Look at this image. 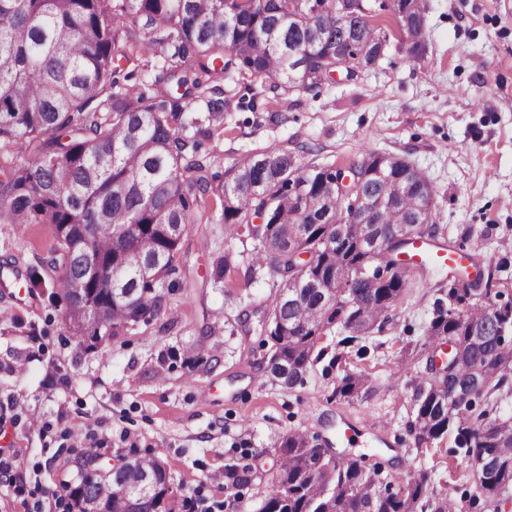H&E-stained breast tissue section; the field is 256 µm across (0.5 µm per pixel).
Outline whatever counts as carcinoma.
I'll use <instances>...</instances> for the list:
<instances>
[{
	"label": "carcinoma",
	"mask_w": 512,
	"mask_h": 512,
	"mask_svg": "<svg viewBox=\"0 0 512 512\" xmlns=\"http://www.w3.org/2000/svg\"><path fill=\"white\" fill-rule=\"evenodd\" d=\"M351 17L336 25V0H0V141L24 140L31 158L0 165V224L53 226L57 247L48 265L58 271L52 297L65 302L70 335L90 347L107 334L158 316L165 291L186 287L179 272L181 241L193 224H210L211 203L221 201L225 232L242 224L254 242L252 262L302 287L277 289L259 321L269 337L271 376L293 387L328 355L326 333L342 335L330 364L342 368L336 395L357 399L372 392L370 374L349 368L362 356V341L381 327L403 298L406 275L391 270L393 256L410 241L430 242L435 224H413L429 196L425 175L404 159L389 170L408 189L373 214L360 232L350 228L352 203L383 187L380 153L369 151L351 168L302 164L291 152L271 149L235 163L224 182L190 155L199 138L224 126L229 100L214 84L233 74L259 82L248 102L295 88L313 91L338 72L355 78L377 60L361 59L387 34L368 21L360 0H349ZM168 52V79L175 87L148 96L121 89V61L152 47ZM107 97L105 112L93 102ZM196 100L205 115L190 112ZM350 178L348 195L327 198L321 213L306 211L307 196L329 190V181ZM279 246L271 250L264 238ZM151 267L142 276L134 261ZM121 269L109 283L92 275L91 263ZM236 267L232 252L212 259L214 285ZM322 279L339 294L332 302ZM481 292L483 301L474 300ZM448 304L437 301L422 352L429 376L411 381L413 431L418 446L454 436L470 463L475 491L468 503L512 493V418L491 416L512 374V301L501 292L453 284ZM481 410L470 420L476 406ZM97 448L83 449L69 490L75 506L85 500L104 512H173L166 469L146 456L117 468L101 463ZM279 469L261 512H456L450 498L434 501L430 475L383 483L369 456H335L302 432L283 437ZM152 491L126 506L117 491L146 482Z\"/></svg>",
	"instance_id": "1"
}]
</instances>
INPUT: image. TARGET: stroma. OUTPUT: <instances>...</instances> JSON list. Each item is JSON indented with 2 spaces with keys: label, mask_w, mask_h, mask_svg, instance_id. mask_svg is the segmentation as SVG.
Returning <instances> with one entry per match:
<instances>
[{
  "label": "stroma",
  "mask_w": 512,
  "mask_h": 512,
  "mask_svg": "<svg viewBox=\"0 0 512 512\" xmlns=\"http://www.w3.org/2000/svg\"><path fill=\"white\" fill-rule=\"evenodd\" d=\"M370 2L371 24L388 36L374 67L316 94L291 91L255 111L228 112L196 157L220 177L241 157L279 147L336 168L367 151L397 155L433 186L439 245L472 255L492 287L511 297L512 0H428L419 57L382 0ZM166 69L164 53L143 54L117 78L148 92ZM56 245L50 225L20 233L0 224V452L14 475L0 479V512H60L76 481L72 459L91 446L115 462L134 453L158 458L176 502L199 490L224 512H260L279 443L295 431L340 454L369 455L394 485L429 472L435 494L470 512L473 477L452 438L420 447L412 426L409 382L425 376L426 362L411 353L448 288L447 267L409 270L411 287L355 362L376 390L348 400L335 394L341 369L325 359L291 388L270 377V346L253 327L280 278L252 267L251 240L225 237L222 223L192 225L183 238L191 288L167 293L156 318L104 336L94 349L70 336L65 305L51 297ZM226 250L238 267L217 288L205 268ZM33 269L43 287H29ZM195 353L206 363L189 364ZM15 398L22 413L10 407ZM233 462L248 467L249 481L227 489L213 477Z\"/></svg>",
  "instance_id": "obj_1"
}]
</instances>
